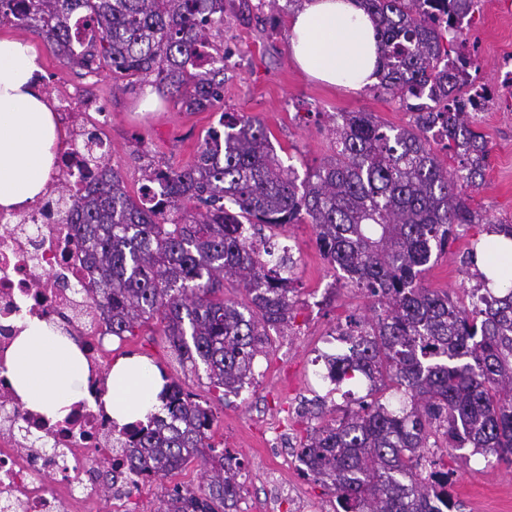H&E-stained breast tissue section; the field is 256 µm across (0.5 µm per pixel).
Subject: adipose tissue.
<instances>
[{"instance_id":"obj_1","label":"adipose tissue","mask_w":512,"mask_h":512,"mask_svg":"<svg viewBox=\"0 0 512 512\" xmlns=\"http://www.w3.org/2000/svg\"><path fill=\"white\" fill-rule=\"evenodd\" d=\"M290 52L309 78L358 90L379 83V48L370 17L356 0H303L290 21ZM42 72L33 46L0 39V211L26 209L47 191L62 138L49 101L35 92ZM5 354L7 375L24 406L64 419L86 400L88 367L79 345L49 321L26 316ZM159 370L140 357L117 361L105 408L117 426L145 420L159 406Z\"/></svg>"}]
</instances>
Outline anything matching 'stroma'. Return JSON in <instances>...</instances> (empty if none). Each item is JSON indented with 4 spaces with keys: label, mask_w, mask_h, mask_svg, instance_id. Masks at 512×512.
Returning <instances> with one entry per match:
<instances>
[{
    "label": "stroma",
    "mask_w": 512,
    "mask_h": 512,
    "mask_svg": "<svg viewBox=\"0 0 512 512\" xmlns=\"http://www.w3.org/2000/svg\"><path fill=\"white\" fill-rule=\"evenodd\" d=\"M224 3L219 34L224 42V99L203 112L181 110L174 98L159 93L154 96V108L143 109L146 83L131 87L125 78L107 70L93 78L84 76L79 68L60 62L25 26L2 23L0 38L19 39L35 47L42 60L41 85L48 98L78 87L107 105L111 112L107 130L112 140L111 164L133 197L140 194L146 166L192 164L224 112L259 118L271 133L277 155L301 177L332 155L331 124L337 113L371 112L393 126L412 124V112L385 92L333 88L306 77L290 54L287 7L273 8L269 0ZM466 43L480 60L482 82L498 86L503 79L500 67L512 55V0H481ZM474 120L490 153L485 183L470 190V204L493 221L512 224V110L500 105L476 113ZM478 237L477 228L464 230L448 253L425 273V287L465 302L470 283L461 257ZM274 241L278 247L288 248L294 260L296 318L286 335L275 337L273 352L257 358L254 379L239 394L222 395L209 386L205 376L183 370L165 336L153 325L113 339L111 358L144 357L210 404L215 415L211 443L228 449L243 467L239 512H266L267 479L272 474L313 512H329L334 501L331 491L294 472L277 454L266 452L264 442L275 420L283 421L293 442L316 424L313 400L330 388L323 379V356L335 351L325 337L348 316L368 313L371 301L346 284L340 271L321 256L312 225L287 226L276 232ZM448 467L454 472L450 492L462 503V512H512V466L488 464L477 456L466 462L452 452ZM202 482L203 465L195 458L163 481L140 486L133 492L130 506L133 512H158L165 489L177 484L196 488Z\"/></svg>",
    "instance_id": "1"
}]
</instances>
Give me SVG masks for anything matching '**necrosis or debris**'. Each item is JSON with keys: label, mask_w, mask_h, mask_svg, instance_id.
Segmentation results:
<instances>
[{"label": "necrosis or debris", "mask_w": 512, "mask_h": 512, "mask_svg": "<svg viewBox=\"0 0 512 512\" xmlns=\"http://www.w3.org/2000/svg\"><path fill=\"white\" fill-rule=\"evenodd\" d=\"M54 111L67 141L46 195L27 210L0 213V512H79L108 478L115 481L112 512H125L136 472L127 454L113 447L102 408L110 331L102 308L83 292L96 268L56 216L58 184L88 189L97 169L86 162L87 140L71 102L59 99ZM23 313L56 322L82 341L90 399L64 420L50 422L13 395L3 357L16 334L13 320Z\"/></svg>", "instance_id": "1"}]
</instances>
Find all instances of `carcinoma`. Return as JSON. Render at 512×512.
<instances>
[{
	"instance_id": "cac0c4a2",
	"label": "carcinoma",
	"mask_w": 512,
	"mask_h": 512,
	"mask_svg": "<svg viewBox=\"0 0 512 512\" xmlns=\"http://www.w3.org/2000/svg\"><path fill=\"white\" fill-rule=\"evenodd\" d=\"M381 48L377 89L398 98L414 125L397 128L371 112H343L336 153L298 180L279 160L264 124L221 114L189 167H148L141 197L120 173L86 194L66 192V223L101 269L84 291L123 338L154 321L179 365L203 371L223 395L238 394L254 362L273 350L270 331L294 320L291 258L267 232L314 226L325 260L371 298L372 315L337 324L347 354L327 378L369 381L324 423L307 429L297 455L305 476L327 486L334 512H460L448 494V461L429 441L512 464V284L493 291L476 272L469 303L424 287L433 255L465 226L512 240V224L473 210L465 189L484 183L489 157L473 115L454 93L468 82L452 26L477 0H357ZM448 16L436 24V15ZM16 21L42 37L66 65L154 78L188 112L224 100V54L210 37L224 24V0H0V24ZM452 152L459 169L438 160ZM508 257L489 239L482 253ZM476 248L464 265L476 266ZM246 302L224 298V282ZM403 393L401 406L383 400ZM161 412L113 429L138 473L161 480L201 448L204 486L168 490L164 512H236L241 463L209 443L214 414L176 381L164 384Z\"/></svg>"
}]
</instances>
